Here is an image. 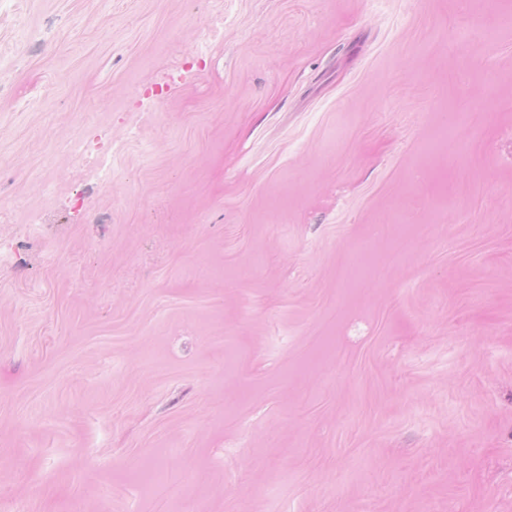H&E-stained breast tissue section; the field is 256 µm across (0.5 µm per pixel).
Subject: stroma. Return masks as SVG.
<instances>
[{
    "instance_id": "1",
    "label": "stroma",
    "mask_w": 512,
    "mask_h": 512,
    "mask_svg": "<svg viewBox=\"0 0 512 512\" xmlns=\"http://www.w3.org/2000/svg\"><path fill=\"white\" fill-rule=\"evenodd\" d=\"M500 10L0 0V512H512ZM75 156L79 159H84L85 157L96 158L100 163V170L97 176L105 187L111 184L112 148L105 147L101 139H96L95 136L90 135L79 137L76 143Z\"/></svg>"
}]
</instances>
